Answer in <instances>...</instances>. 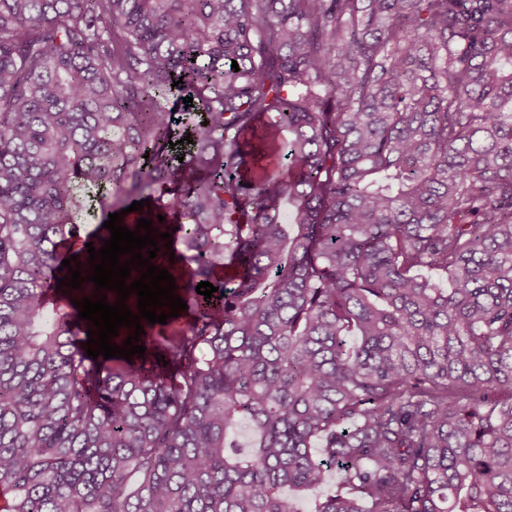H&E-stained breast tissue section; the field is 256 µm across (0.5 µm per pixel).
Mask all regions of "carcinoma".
Listing matches in <instances>:
<instances>
[{
  "mask_svg": "<svg viewBox=\"0 0 512 512\" xmlns=\"http://www.w3.org/2000/svg\"><path fill=\"white\" fill-rule=\"evenodd\" d=\"M147 199L151 264L218 291L95 361L71 300L118 294L57 248ZM332 472L314 512H512V0H0V512Z\"/></svg>",
  "mask_w": 512,
  "mask_h": 512,
  "instance_id": "1",
  "label": "carcinoma"
}]
</instances>
